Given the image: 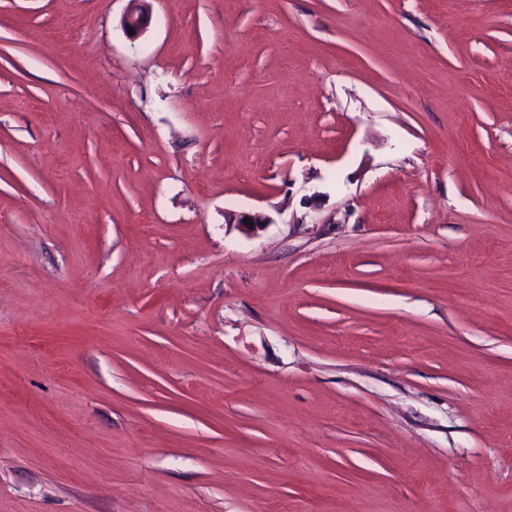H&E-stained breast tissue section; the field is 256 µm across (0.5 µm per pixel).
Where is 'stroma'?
Here are the masks:
<instances>
[{"mask_svg":"<svg viewBox=\"0 0 512 512\" xmlns=\"http://www.w3.org/2000/svg\"><path fill=\"white\" fill-rule=\"evenodd\" d=\"M148 4L0 0V512H512V0ZM129 8L122 18V27L126 34L132 37L139 36L148 26L150 16L146 7L147 0H128ZM129 28H132L134 35H131Z\"/></svg>","mask_w":512,"mask_h":512,"instance_id":"1","label":"stroma"}]
</instances>
